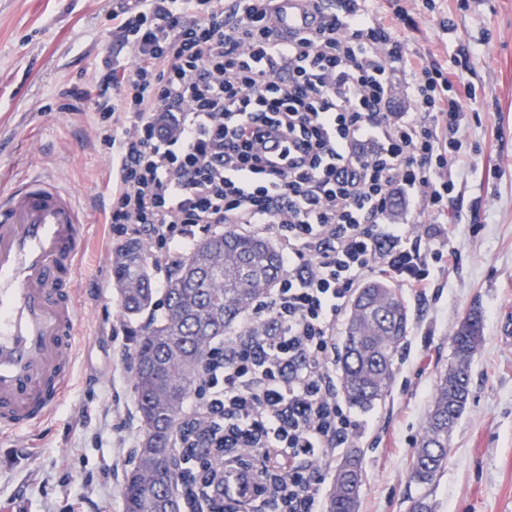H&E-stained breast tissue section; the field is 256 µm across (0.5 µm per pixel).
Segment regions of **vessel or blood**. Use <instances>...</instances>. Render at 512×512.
<instances>
[{"label": "vessel or blood", "mask_w": 512, "mask_h": 512, "mask_svg": "<svg viewBox=\"0 0 512 512\" xmlns=\"http://www.w3.org/2000/svg\"><path fill=\"white\" fill-rule=\"evenodd\" d=\"M278 31L314 25L304 0H275ZM88 224L74 195L47 176L0 198V432L36 426L71 374L79 305L71 280Z\"/></svg>", "instance_id": "b4317fda"}]
</instances>
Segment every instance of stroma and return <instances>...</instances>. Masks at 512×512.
<instances>
[{
  "label": "stroma",
  "mask_w": 512,
  "mask_h": 512,
  "mask_svg": "<svg viewBox=\"0 0 512 512\" xmlns=\"http://www.w3.org/2000/svg\"><path fill=\"white\" fill-rule=\"evenodd\" d=\"M115 0H0V191L21 178H58L88 213L89 243L74 281L80 305L69 389L48 417L0 434V508L22 512H123V485L139 437L132 389L140 320L114 301L103 222L112 156L90 105L71 111L70 90L95 96L106 57L128 60L112 31ZM411 60L467 55L472 96L462 166L443 222L457 261L437 295H400L410 312L408 358L373 409L353 410L365 469L358 512H408L417 490L410 457L435 387L448 367L456 324L482 314L471 395L448 439L436 512H512V0H378ZM452 21L445 30L444 21ZM112 304H103V297Z\"/></svg>",
  "instance_id": "35a3bbf8"
}]
</instances>
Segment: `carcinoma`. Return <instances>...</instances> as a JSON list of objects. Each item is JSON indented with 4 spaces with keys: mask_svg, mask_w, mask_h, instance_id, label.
<instances>
[{
    "mask_svg": "<svg viewBox=\"0 0 512 512\" xmlns=\"http://www.w3.org/2000/svg\"><path fill=\"white\" fill-rule=\"evenodd\" d=\"M141 247L130 242L115 250L112 277L122 311L140 319L159 310L138 336L132 386L139 417L138 446L123 487L124 512L158 508L197 512L209 487L207 512H224L221 477L223 445L211 430L186 415L188 399L201 392L218 342L239 316L264 295L278 277L279 258L267 239L227 227L198 241L156 299L148 263L138 262ZM409 313L397 290L384 279L358 289L336 351V373L348 403L369 410L389 392L395 361L409 327ZM482 316L460 319L451 339L452 360L465 370L440 378L420 440L410 458L409 479L419 489L408 512H434L430 496L448 464V436L471 395L470 366L482 343ZM362 455L350 451L336 470L324 512H357L349 485L364 482Z\"/></svg>",
    "mask_w": 512,
    "mask_h": 512,
    "instance_id": "obj_1",
    "label": "carcinoma"
}]
</instances>
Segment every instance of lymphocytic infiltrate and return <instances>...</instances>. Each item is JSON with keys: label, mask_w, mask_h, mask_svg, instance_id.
I'll return each mask as SVG.
<instances>
[{"label": "lymphocytic infiltrate", "mask_w": 512, "mask_h": 512, "mask_svg": "<svg viewBox=\"0 0 512 512\" xmlns=\"http://www.w3.org/2000/svg\"><path fill=\"white\" fill-rule=\"evenodd\" d=\"M273 0H120L91 105L113 149L116 241L145 239L171 273L201 234L251 227L281 273L224 335L205 405L226 439L255 452L224 464L225 500L245 512H318L320 470L359 424L338 390L340 315L372 275L425 295L456 259L442 222L470 160L467 113L448 66L410 63L371 0H336L314 31L281 35ZM410 68L413 109L391 108L389 75ZM427 224H390L394 198Z\"/></svg>", "instance_id": "obj_1"}]
</instances>
